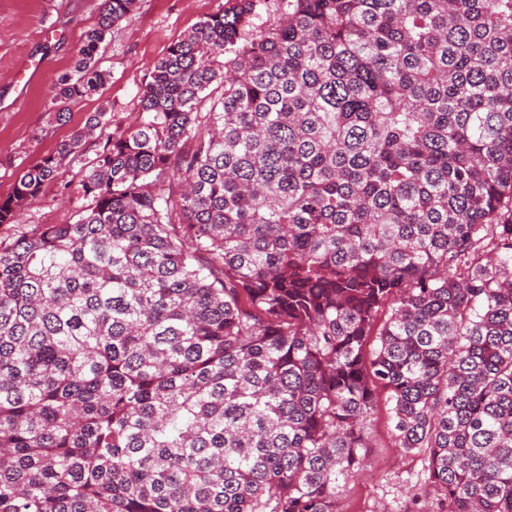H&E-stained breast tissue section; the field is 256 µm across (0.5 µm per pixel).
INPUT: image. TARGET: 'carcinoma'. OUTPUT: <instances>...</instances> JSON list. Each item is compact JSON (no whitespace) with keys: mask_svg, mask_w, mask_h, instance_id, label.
I'll use <instances>...</instances> for the list:
<instances>
[{"mask_svg":"<svg viewBox=\"0 0 512 512\" xmlns=\"http://www.w3.org/2000/svg\"><path fill=\"white\" fill-rule=\"evenodd\" d=\"M268 2L168 47L75 223L0 242V512H338L382 393L405 512H512V0Z\"/></svg>","mask_w":512,"mask_h":512,"instance_id":"carcinoma-1","label":"carcinoma"}]
</instances>
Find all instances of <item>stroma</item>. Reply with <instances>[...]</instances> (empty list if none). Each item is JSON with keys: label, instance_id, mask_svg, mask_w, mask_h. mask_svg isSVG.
Wrapping results in <instances>:
<instances>
[{"label": "stroma", "instance_id": "35a3bbf8", "mask_svg": "<svg viewBox=\"0 0 512 512\" xmlns=\"http://www.w3.org/2000/svg\"><path fill=\"white\" fill-rule=\"evenodd\" d=\"M227 0H138L131 17L112 30L99 63L110 79L102 94L70 103L67 123L55 119L51 87L69 71L85 35L98 21L101 0H0V197L21 172L81 128L100 108L111 114L110 131L139 118L138 92L168 47L204 16L223 9ZM46 61L43 75L29 86L18 81V63ZM81 163L65 161L54 181L24 208L19 223L0 224V240L12 241L46 224L74 223L86 205L63 185L77 186ZM373 447L368 465L343 483L340 512H404L419 488V458L395 448L386 409L371 418Z\"/></svg>", "mask_w": 512, "mask_h": 512}]
</instances>
